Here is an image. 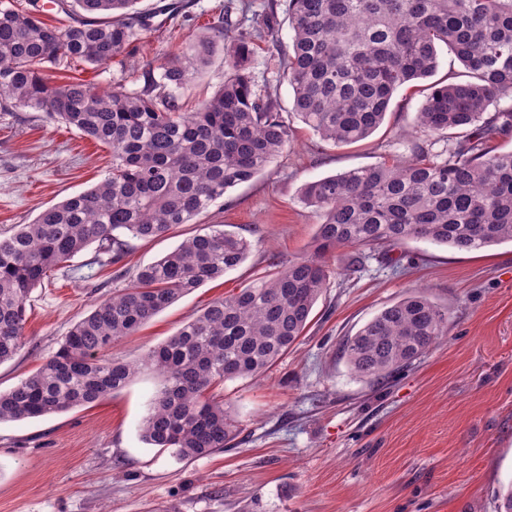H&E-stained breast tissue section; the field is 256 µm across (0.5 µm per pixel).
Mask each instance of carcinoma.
<instances>
[{
  "label": "carcinoma",
  "instance_id": "obj_1",
  "mask_svg": "<svg viewBox=\"0 0 512 512\" xmlns=\"http://www.w3.org/2000/svg\"><path fill=\"white\" fill-rule=\"evenodd\" d=\"M90 19L42 21L35 0H0V107L41 112L112 149V172L94 187L0 233V363L24 346L32 293L92 243L96 263L126 253L128 239H154L206 212L227 189L250 180L288 150V124L250 72L251 46L273 27L230 35L224 81L195 112L180 90L205 64L210 38L160 66L147 85L101 89L52 84L43 69L74 62L100 66L134 37L138 0H74ZM291 47L272 41L270 58L288 77L294 105L320 139L340 147L384 122L400 87L433 75L438 46L463 65L465 79L436 84L417 112L410 156L309 182L304 201L322 212L310 250L274 276L211 301L137 364L112 358V344L204 282L240 265L251 243L212 228L184 239L112 291L72 325L58 349L14 388L0 391V423L46 417L92 404L141 369L160 376L141 437L191 461L220 452L239 434L215 389L256 377L304 335L329 274L326 259L426 241L459 251L512 243V0H288ZM448 148L432 152L435 137ZM448 324V310L421 293L384 308L341 347L358 378L385 382L411 367Z\"/></svg>",
  "mask_w": 512,
  "mask_h": 512
}]
</instances>
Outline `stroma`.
<instances>
[{
    "label": "stroma",
    "mask_w": 512,
    "mask_h": 512,
    "mask_svg": "<svg viewBox=\"0 0 512 512\" xmlns=\"http://www.w3.org/2000/svg\"><path fill=\"white\" fill-rule=\"evenodd\" d=\"M181 2L160 25L136 29L131 57L50 66L47 80L141 90V61L181 55L226 12L246 28L273 12L277 37L290 41L288 0ZM269 55L267 42H255L251 74L288 122L287 151L191 223L130 240L118 263L93 266L92 245L36 288L26 345L0 364V391L36 371L98 299L204 228L220 225L250 240L247 259L117 342L114 358L140 359L212 300L305 253L322 215L303 201L304 184L408 156L430 84L463 71L440 48L435 74L396 91L371 137L335 147L303 123ZM223 78L219 41L181 91L186 111ZM111 166V149L77 130L39 112L0 109V232L91 188ZM347 261L344 249L329 258V284L299 344L265 373L225 383L224 404L240 428L231 448L182 461L145 443L140 423L158 387L156 374L145 371L94 404L0 423V512H495L498 493L512 484V244L465 252L411 240L377 248L358 269ZM415 291L447 308L445 335L387 383L354 376L339 355L342 343Z\"/></svg>",
    "instance_id": "stroma-1"
}]
</instances>
